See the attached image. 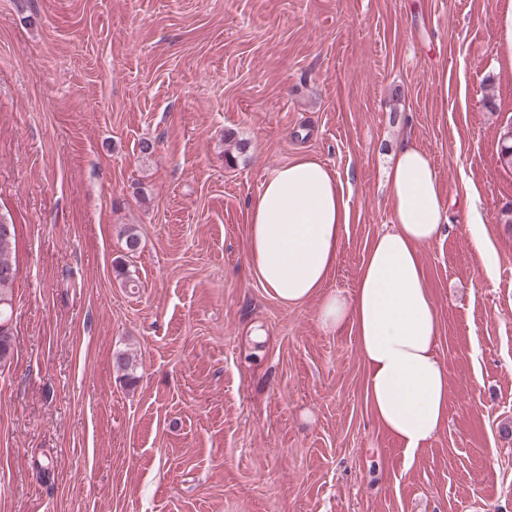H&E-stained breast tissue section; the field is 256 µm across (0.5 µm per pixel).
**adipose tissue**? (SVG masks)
Instances as JSON below:
<instances>
[{
    "label": "adipose tissue",
    "mask_w": 512,
    "mask_h": 512,
    "mask_svg": "<svg viewBox=\"0 0 512 512\" xmlns=\"http://www.w3.org/2000/svg\"><path fill=\"white\" fill-rule=\"evenodd\" d=\"M393 222L369 245L356 288L326 290L349 210L330 168L302 156L273 170L249 213L248 264L286 305L319 301L324 330L350 326L362 355L365 400L414 456L448 417V374L437 355L439 318L419 248L446 220L427 154L404 143L387 171Z\"/></svg>",
    "instance_id": "adipose-tissue-1"
}]
</instances>
